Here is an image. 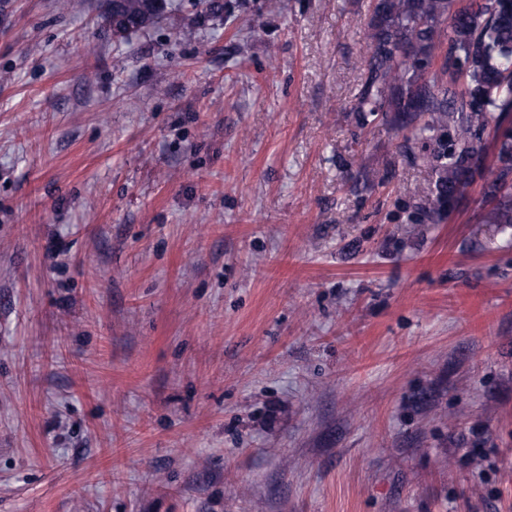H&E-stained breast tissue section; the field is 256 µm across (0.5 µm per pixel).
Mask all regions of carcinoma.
<instances>
[{"label": "carcinoma", "mask_w": 512, "mask_h": 512, "mask_svg": "<svg viewBox=\"0 0 512 512\" xmlns=\"http://www.w3.org/2000/svg\"><path fill=\"white\" fill-rule=\"evenodd\" d=\"M163 0H119L113 35L153 28ZM364 83L351 111L407 131L402 155L428 169L415 223L439 224L482 180L481 215L512 229V0H372L364 33ZM499 131L497 167L485 176L481 134Z\"/></svg>", "instance_id": "obj_1"}]
</instances>
